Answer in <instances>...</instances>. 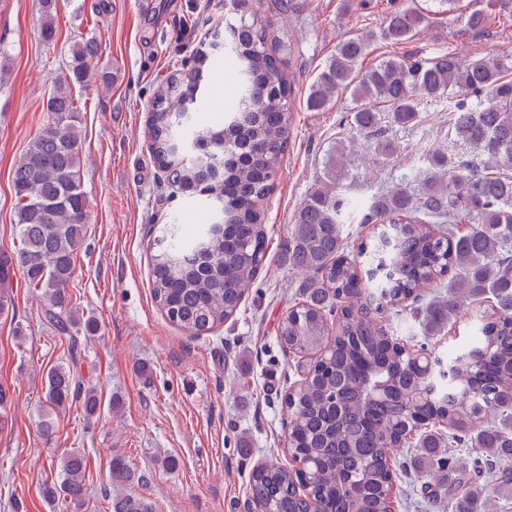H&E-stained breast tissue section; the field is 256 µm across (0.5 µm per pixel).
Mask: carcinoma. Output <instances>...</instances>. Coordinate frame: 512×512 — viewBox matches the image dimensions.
I'll use <instances>...</instances> for the list:
<instances>
[{"label":"carcinoma","mask_w":512,"mask_h":512,"mask_svg":"<svg viewBox=\"0 0 512 512\" xmlns=\"http://www.w3.org/2000/svg\"><path fill=\"white\" fill-rule=\"evenodd\" d=\"M438 9L399 6L386 15L380 33L344 37L308 94V105L325 110L336 96L353 107L351 129L377 159L388 161L396 147L384 139L387 126L405 127L435 103L455 112L448 146L425 157L421 191L396 188L362 207L343 194L344 145L331 149L319 185L304 199L282 247L288 265L305 275L299 301L279 330L282 347L304 359L309 370L284 406L294 423L291 446L306 461V472L322 512H385L388 456L407 448L405 436L417 426L415 447L430 481L444 486L448 509L484 494H512V52L466 56L448 51L433 58L390 56L363 67L371 44L411 40L431 23L430 14L455 10L457 0H433ZM225 20L228 52L238 63L236 95L224 125L195 124L219 54L197 50L187 68L175 70L153 94L148 135L154 164L169 183L213 207L193 243L183 246L172 228L154 256V300L176 325L203 335L236 316L264 266L268 239L262 204L275 187L288 149L292 113L290 84L281 60L268 44V21L247 0ZM58 0H41L40 35H56ZM493 14L476 8L459 14L466 31H479ZM98 45L73 46L67 74L46 99L52 122L28 143L12 174L15 227L20 247L0 251V316L14 304L9 292L15 268L41 298L42 315L60 338L77 347L78 331L92 335L98 323L69 307L67 285L88 224L79 151L80 106L73 88L89 76ZM191 138L195 161L173 157L171 146ZM387 224L394 246L391 275L365 290L364 265L377 258L381 232L372 231L349 251L345 224ZM459 224L468 225L462 234ZM448 282H443V279ZM448 289L443 296L438 289ZM474 336L456 355L455 367L435 390L417 360L403 352L382 321L366 314L369 299L378 311L411 302L434 336L453 319L461 302L480 304ZM42 385L49 412L38 426L51 438V412L79 403L86 420L101 402L70 369L57 365ZM459 448H474L471 469L456 466ZM85 456L61 457L58 479L45 484L48 500L77 504L86 496ZM294 473L277 462L256 469L251 494L262 512H305L292 488ZM145 476L113 452L106 497L110 512H156L136 491Z\"/></svg>","instance_id":"cac0c4a2"}]
</instances>
